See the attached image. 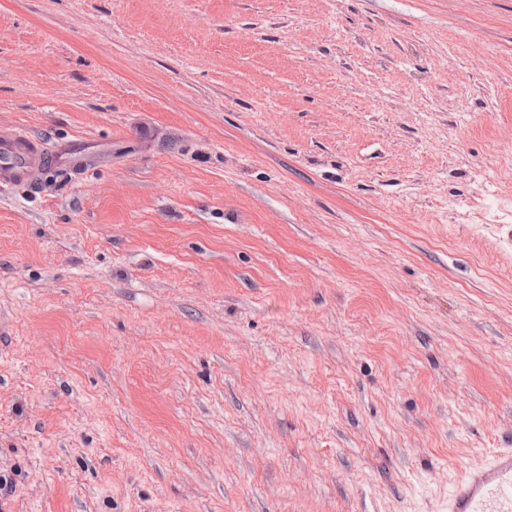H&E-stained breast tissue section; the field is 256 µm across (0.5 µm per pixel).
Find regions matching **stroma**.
<instances>
[{"mask_svg":"<svg viewBox=\"0 0 512 512\" xmlns=\"http://www.w3.org/2000/svg\"><path fill=\"white\" fill-rule=\"evenodd\" d=\"M6 512H448L512 448V0H0ZM77 144L49 147L23 128H0V186L31 185L52 169H75L83 162Z\"/></svg>","mask_w":512,"mask_h":512,"instance_id":"stroma-1","label":"stroma"}]
</instances>
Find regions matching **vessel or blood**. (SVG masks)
<instances>
[{"label": "vessel or blood", "instance_id": "b4317fda", "mask_svg": "<svg viewBox=\"0 0 512 512\" xmlns=\"http://www.w3.org/2000/svg\"><path fill=\"white\" fill-rule=\"evenodd\" d=\"M83 162L76 145L47 146L19 127L0 128V186L30 185L52 169ZM448 512H512V448L465 471L448 494Z\"/></svg>", "mask_w": 512, "mask_h": 512}]
</instances>
